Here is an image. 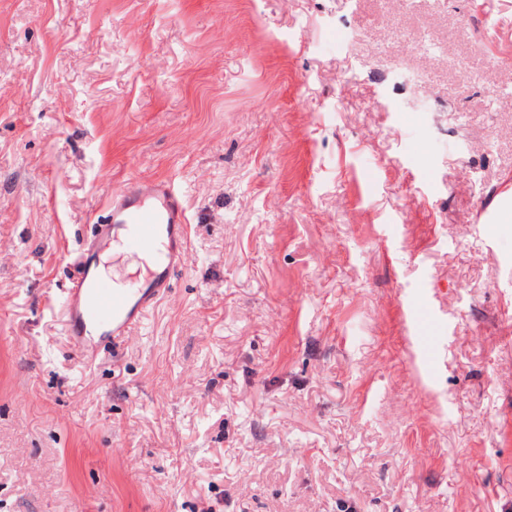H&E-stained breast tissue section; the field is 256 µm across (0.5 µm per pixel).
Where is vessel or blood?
Returning <instances> with one entry per match:
<instances>
[{
  "label": "vessel or blood",
  "instance_id": "vessel-or-blood-1",
  "mask_svg": "<svg viewBox=\"0 0 512 512\" xmlns=\"http://www.w3.org/2000/svg\"><path fill=\"white\" fill-rule=\"evenodd\" d=\"M189 229L181 194L168 180H140L112 193L106 216L94 224L63 296L66 333L75 348L89 351L95 330L113 343L127 341L146 312L168 293L171 271L187 267ZM117 240L132 253L159 252L158 267L142 285L119 288L99 273L101 253Z\"/></svg>",
  "mask_w": 512,
  "mask_h": 512
}]
</instances>
